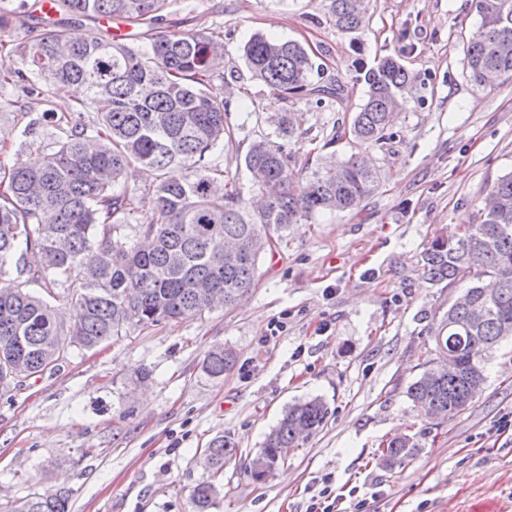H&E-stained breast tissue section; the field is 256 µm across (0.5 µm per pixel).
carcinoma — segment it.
Returning <instances> with one entry per match:
<instances>
[{"label": "carcinoma", "instance_id": "obj_1", "mask_svg": "<svg viewBox=\"0 0 512 512\" xmlns=\"http://www.w3.org/2000/svg\"><path fill=\"white\" fill-rule=\"evenodd\" d=\"M172 0H56L50 30L22 43L19 63L0 62V86L23 81L45 107L24 135L40 133L46 107L69 88H84L74 119L59 127L56 146L31 163L15 162L0 177V389L54 371L73 349H94L132 324L141 327L194 317L213 305L235 308L256 286L267 243L323 212L357 207L377 185L378 171L361 154L331 168L297 175L283 140L295 134L288 112L271 116L274 138L253 142L244 157L261 203L247 205L235 187L221 193L208 156L231 137L228 102L211 90L224 43L204 32H157ZM371 0H331L336 26L360 29ZM26 0L0 3V46L26 11ZM478 30L466 47L470 80L487 84L493 71L512 82V0H476ZM122 19L142 28L135 44L110 36L76 40L69 29L84 21ZM253 76L283 99L315 91V64L294 40L253 35L244 47ZM365 98L346 133L370 145L393 138L413 77L393 56L363 75ZM138 166L158 172L152 215L139 224L137 189L126 175ZM185 171L166 177L171 167ZM482 220L439 235L422 255L436 284L459 289L434 330V357L406 390L425 415L451 419L471 405L485 383L493 349L512 338V171L499 176L481 200ZM16 271L11 276L10 271ZM63 290L57 306L28 284ZM454 358L457 369L439 370ZM236 364L229 350L207 354L205 369L224 378ZM317 397L288 408L251 463L266 479L327 418ZM416 445L387 443L384 464L402 463ZM237 454L234 442L212 438L201 454L209 477L191 495L193 512H210L220 489L215 478ZM0 512H71V493L46 488Z\"/></svg>", "mask_w": 512, "mask_h": 512}]
</instances>
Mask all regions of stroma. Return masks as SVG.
Returning a JSON list of instances; mask_svg holds the SVG:
<instances>
[{
	"label": "stroma",
	"mask_w": 512,
	"mask_h": 512,
	"mask_svg": "<svg viewBox=\"0 0 512 512\" xmlns=\"http://www.w3.org/2000/svg\"><path fill=\"white\" fill-rule=\"evenodd\" d=\"M164 20L224 43L212 87L231 94L232 137L208 163L243 199L256 192L245 154L272 133L276 112L295 116L285 147L297 161L312 151L328 166L365 151L381 179L357 210L295 225L261 258L240 306L129 327L0 392V503L61 485L72 512H191L203 476L195 454L221 435L237 456L211 512H306L326 488L339 512H512V343L487 362L477 402L447 422L423 418L405 396L457 295L429 281L422 254L437 235L480 223L484 191L512 171V83L478 86L465 74L474 0H372L355 31L336 27L330 0H174ZM257 33L302 43L322 67L314 87L341 94L278 97L243 57ZM385 55L416 76L395 138L367 148L337 137L365 97L363 70ZM26 102L23 83L0 89L1 166L54 140L50 124L25 137ZM216 348L237 355L221 379L205 370ZM312 397L326 403V425L254 481L266 435ZM397 435L413 453L383 467Z\"/></svg>",
	"instance_id": "35a3bbf8"
}]
</instances>
